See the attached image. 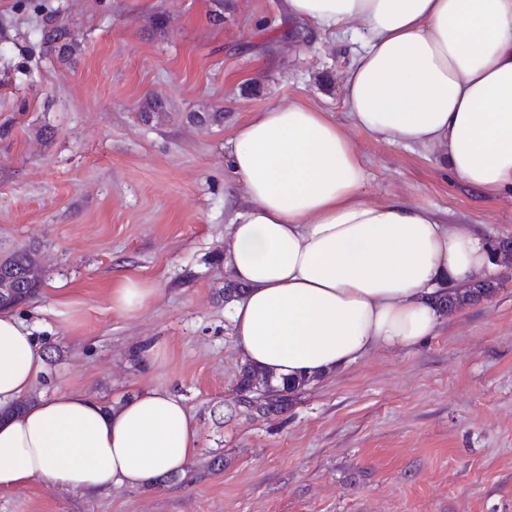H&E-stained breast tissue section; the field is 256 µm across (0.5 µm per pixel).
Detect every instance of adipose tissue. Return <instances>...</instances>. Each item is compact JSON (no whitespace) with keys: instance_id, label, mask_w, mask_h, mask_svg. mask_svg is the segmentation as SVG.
Masks as SVG:
<instances>
[{"instance_id":"ef3b65f1","label":"adipose tissue","mask_w":512,"mask_h":512,"mask_svg":"<svg viewBox=\"0 0 512 512\" xmlns=\"http://www.w3.org/2000/svg\"><path fill=\"white\" fill-rule=\"evenodd\" d=\"M283 8L356 43L343 86L352 127L436 150L479 195L512 194V0ZM225 148L248 202L224 245L242 288L225 312L245 363L292 380L415 348L441 324L436 296L499 268L487 235L444 223L431 204L363 199L366 169L330 113L275 104L240 122ZM155 294L127 276L112 308L137 314ZM45 365L28 325L0 312V489L40 480L94 493L185 472L199 432L181 397L151 387L114 408L84 393L31 400Z\"/></svg>"}]
</instances>
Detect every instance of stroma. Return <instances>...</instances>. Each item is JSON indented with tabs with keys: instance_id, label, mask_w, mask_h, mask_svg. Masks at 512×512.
<instances>
[{
	"instance_id": "35a3bbf8",
	"label": "stroma",
	"mask_w": 512,
	"mask_h": 512,
	"mask_svg": "<svg viewBox=\"0 0 512 512\" xmlns=\"http://www.w3.org/2000/svg\"><path fill=\"white\" fill-rule=\"evenodd\" d=\"M63 12L60 60L30 32ZM348 43L285 23L282 0H0V259L36 253L43 287L16 315L47 356L32 398L107 406L183 397L188 476L83 494L33 480L0 512H512V266L414 350H377L271 418L237 406L224 306L235 125L298 102L348 126L366 200H424L512 241V196L482 198L436 153L351 128ZM134 275L156 295L112 309ZM66 297L58 305L54 292ZM156 290L140 278L127 276L112 287V309L126 315L140 313L151 303Z\"/></svg>"
}]
</instances>
